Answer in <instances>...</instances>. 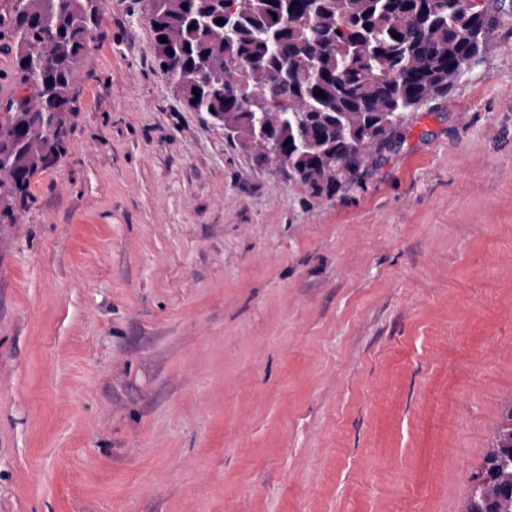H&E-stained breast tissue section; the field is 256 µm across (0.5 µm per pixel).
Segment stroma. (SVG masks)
Instances as JSON below:
<instances>
[{
  "label": "stroma",
  "instance_id": "stroma-1",
  "mask_svg": "<svg viewBox=\"0 0 512 512\" xmlns=\"http://www.w3.org/2000/svg\"><path fill=\"white\" fill-rule=\"evenodd\" d=\"M106 0L0 224V512H465L512 407V15L330 199Z\"/></svg>",
  "mask_w": 512,
  "mask_h": 512
}]
</instances>
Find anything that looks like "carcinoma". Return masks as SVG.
Listing matches in <instances>:
<instances>
[{
  "label": "carcinoma",
  "instance_id": "cac0c4a2",
  "mask_svg": "<svg viewBox=\"0 0 512 512\" xmlns=\"http://www.w3.org/2000/svg\"><path fill=\"white\" fill-rule=\"evenodd\" d=\"M104 0H8L14 76L0 103V214L62 149L74 76ZM483 0H150L154 55L185 105L224 126L257 165L275 162L313 195L359 183L406 115L448 96L496 35ZM166 42H160V39ZM323 95H317V92ZM512 439L491 451L467 512H512Z\"/></svg>",
  "mask_w": 512,
  "mask_h": 512
}]
</instances>
